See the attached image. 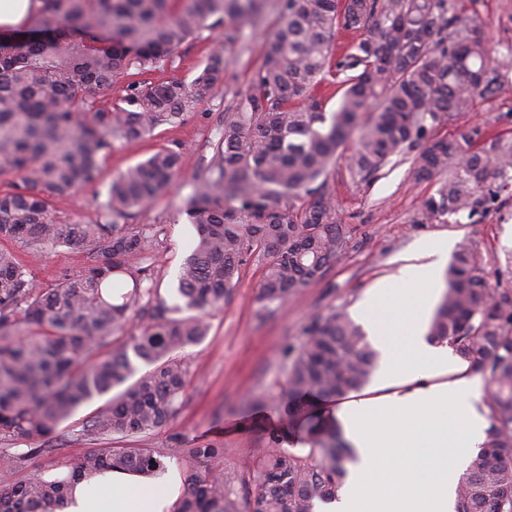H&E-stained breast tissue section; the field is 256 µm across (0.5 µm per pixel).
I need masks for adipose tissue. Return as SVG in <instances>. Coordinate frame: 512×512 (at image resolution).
Here are the masks:
<instances>
[{
	"label": "adipose tissue",
	"mask_w": 512,
	"mask_h": 512,
	"mask_svg": "<svg viewBox=\"0 0 512 512\" xmlns=\"http://www.w3.org/2000/svg\"><path fill=\"white\" fill-rule=\"evenodd\" d=\"M452 243L421 241L413 262L382 280L360 315L383 356L371 395L343 402L335 418L355 452L339 500L314 512H455L460 475L489 427L479 375L425 321ZM162 484L153 492V484ZM174 512L176 472L153 479L115 470L83 477L62 512Z\"/></svg>",
	"instance_id": "obj_1"
}]
</instances>
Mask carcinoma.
Wrapping results in <instances>:
<instances>
[{"instance_id": "obj_1", "label": "carcinoma", "mask_w": 512, "mask_h": 512, "mask_svg": "<svg viewBox=\"0 0 512 512\" xmlns=\"http://www.w3.org/2000/svg\"><path fill=\"white\" fill-rule=\"evenodd\" d=\"M37 26L0 38V468L50 450L60 424L108 395L76 433L89 442L144 440L183 404L188 366L180 356L209 333L206 314L236 287L241 266L270 257L260 285L266 305L285 304L319 283L341 255V224L327 176L346 142L347 170L366 181L392 157L415 154V181L436 180L420 217L474 216L512 181V144L482 141L436 125L506 92L480 23L459 0H279V26L234 111L215 131L214 155L194 178L183 212L198 238L184 260L173 300L158 288L160 229L128 226L182 167L179 143L156 148L112 180L93 224H65L56 203L97 180L114 142L134 143L208 100L222 80L228 48L264 19L266 0H43ZM224 22L191 81H153L181 46ZM361 38L336 62L337 32ZM339 80L337 111L323 112L313 90ZM124 95L102 105L98 96ZM503 184L492 186V179ZM303 199L294 208L284 204ZM65 244L92 263L52 288L36 284L19 257ZM123 275L129 288L113 287ZM149 314L138 334L134 317ZM428 336L446 341L488 380L486 440L460 479L455 512H512V290L488 287L470 244H459ZM377 353L346 311L330 309L305 328L288 366V420L300 450L265 435L253 498L239 501L213 466L217 446L187 450L185 491L175 512H313L336 498L350 460L328 407L371 381ZM151 448H91L11 485L0 512H61L69 488L105 470L151 476L167 469Z\"/></svg>"}]
</instances>
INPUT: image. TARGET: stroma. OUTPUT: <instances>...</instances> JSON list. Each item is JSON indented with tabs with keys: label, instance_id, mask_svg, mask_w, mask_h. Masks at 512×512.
Returning a JSON list of instances; mask_svg holds the SVG:
<instances>
[{
	"label": "stroma",
	"instance_id": "1",
	"mask_svg": "<svg viewBox=\"0 0 512 512\" xmlns=\"http://www.w3.org/2000/svg\"><path fill=\"white\" fill-rule=\"evenodd\" d=\"M276 3L267 0L264 21L229 49L223 80L207 102L185 114L180 122L158 127L142 143L116 144L103 160L98 180L57 204L64 218L95 222L98 206L115 177L157 146L182 144L181 172L163 195L136 210L133 217L136 224H154L161 230L155 268L164 296L174 293L178 272L196 238L194 226L181 211L189 184L214 154V129L246 92L260 65L262 45L277 23ZM463 7L486 22L495 62L503 80L512 84V0H463ZM460 125L479 128L487 139H512V93L477 101L457 121L438 124L435 133L448 137ZM346 163V158L338 159L328 183L350 237L323 279L297 290L284 306L269 307L260 299L266 261L261 256L252 257L242 266L237 285L223 307L210 313L207 338L184 351L190 376L183 405L166 425L144 440L145 447L168 456L170 469L179 472L185 468L187 448L217 445L221 453L216 464L234 478L238 498L252 497L253 472L265 449L262 434L288 429L282 396L288 372L283 349L298 344L302 328L330 308H341L350 317H357L360 304L383 279L397 274L418 242L436 238L470 242L489 286L512 289V195L502 194L491 208L473 217L459 212L428 222L419 217L420 205L435 192L436 185L412 178L410 155L393 158L366 182L351 180ZM87 262L82 248L60 245L31 260L29 266L36 283L50 288L63 272L78 270ZM96 408V403H88L62 425L58 449L30 457L14 470L0 471V485L53 468L89 450V443L74 440L73 433Z\"/></svg>",
	"mask_w": 512,
	"mask_h": 512
}]
</instances>
